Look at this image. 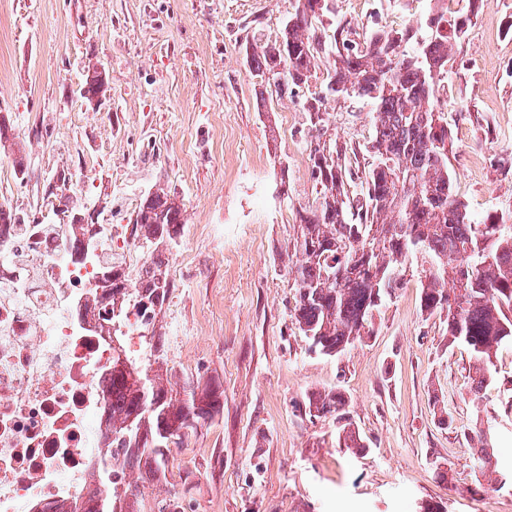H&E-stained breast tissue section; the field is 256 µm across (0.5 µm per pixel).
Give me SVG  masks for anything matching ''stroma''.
Wrapping results in <instances>:
<instances>
[{
  "label": "stroma",
  "mask_w": 512,
  "mask_h": 512,
  "mask_svg": "<svg viewBox=\"0 0 512 512\" xmlns=\"http://www.w3.org/2000/svg\"><path fill=\"white\" fill-rule=\"evenodd\" d=\"M289 0H0V204L46 224L66 222L47 186L100 224H126L162 185L186 211L172 248L162 343L168 387L213 380L224 408L186 435L167 480L149 496H178L184 512H512V492L476 491L473 436L488 429L497 467L512 470V344L473 394L464 348H449L445 315L420 311L422 258L375 312L363 342L311 352L291 322L286 251L299 214L320 202L305 106L323 92L331 59L294 97L269 98L246 64L254 32L275 40ZM469 18L453 46L437 103L453 147L448 169L474 220L512 224V0H332L323 27L358 31ZM108 82L83 98L89 67ZM326 136L366 142V101L329 102ZM337 390L369 450L339 447L336 425L299 412L306 396ZM453 423L441 422V408Z\"/></svg>",
  "instance_id": "stroma-1"
}]
</instances>
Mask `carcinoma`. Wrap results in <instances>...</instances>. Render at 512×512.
Wrapping results in <instances>:
<instances>
[{"mask_svg": "<svg viewBox=\"0 0 512 512\" xmlns=\"http://www.w3.org/2000/svg\"><path fill=\"white\" fill-rule=\"evenodd\" d=\"M314 0H290L291 10L273 41L254 39L247 47L252 75L283 76V99L308 82L316 60L327 51L315 26ZM434 34L419 53L411 27L359 33L336 22V47L326 94L306 108L321 144L326 104L347 89L368 101L376 113V134L360 147L334 142L319 155L309 153L321 201L300 215L295 249L301 259L289 269L296 290L292 318L314 351L334 356L368 334V323L383 300L395 294L416 254L432 265L420 294L421 311L446 313L448 346L463 345L477 374L475 392L488 381V366L499 346L512 342V225L487 215L471 221L456 198L448 172L452 146L444 113L431 101L448 80V55L467 29V19H431ZM365 150L373 162L364 171L365 191L348 189L342 161ZM184 210L164 188L147 192L132 224L136 237L154 246L135 285L138 297L162 306L172 284L167 267L177 243ZM112 272V309L125 302L122 273ZM452 288H446L447 283ZM112 453L97 464L95 487L68 512H180L176 496L146 502L140 485L125 480L135 469L143 482L161 481L168 459L188 431L220 413L218 387L211 381L175 394L159 373L141 370L112 356ZM348 401L340 391L313 392L304 415L340 423L338 443L364 453L369 445L351 428Z\"/></svg>", "mask_w": 512, "mask_h": 512, "instance_id": "obj_1", "label": "carcinoma"}]
</instances>
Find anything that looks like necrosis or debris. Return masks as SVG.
<instances>
[{
    "instance_id": "obj_1",
    "label": "necrosis or debris",
    "mask_w": 512,
    "mask_h": 512,
    "mask_svg": "<svg viewBox=\"0 0 512 512\" xmlns=\"http://www.w3.org/2000/svg\"><path fill=\"white\" fill-rule=\"evenodd\" d=\"M129 229L98 224L84 253L66 224L0 226V512H60L85 495L111 448L100 427L112 399L111 307L88 282ZM135 298L121 322L123 356L146 365Z\"/></svg>"
}]
</instances>
